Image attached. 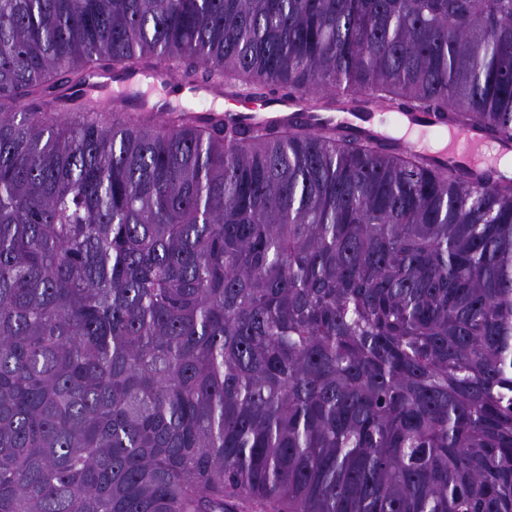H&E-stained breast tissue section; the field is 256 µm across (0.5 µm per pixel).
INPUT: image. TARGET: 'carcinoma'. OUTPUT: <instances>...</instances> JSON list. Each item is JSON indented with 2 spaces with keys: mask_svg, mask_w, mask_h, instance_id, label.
I'll list each match as a JSON object with an SVG mask.
<instances>
[{
  "mask_svg": "<svg viewBox=\"0 0 512 512\" xmlns=\"http://www.w3.org/2000/svg\"><path fill=\"white\" fill-rule=\"evenodd\" d=\"M158 66L512 140V0H0V512H512V181L47 115Z\"/></svg>",
  "mask_w": 512,
  "mask_h": 512,
  "instance_id": "carcinoma-1",
  "label": "carcinoma"
}]
</instances>
